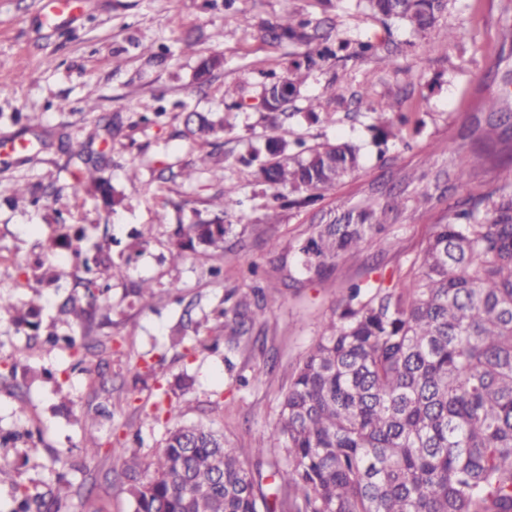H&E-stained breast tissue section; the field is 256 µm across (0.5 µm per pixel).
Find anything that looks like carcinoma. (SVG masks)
<instances>
[{
	"instance_id": "1",
	"label": "carcinoma",
	"mask_w": 512,
	"mask_h": 512,
	"mask_svg": "<svg viewBox=\"0 0 512 512\" xmlns=\"http://www.w3.org/2000/svg\"><path fill=\"white\" fill-rule=\"evenodd\" d=\"M382 20L406 23L423 36L434 28L452 0H365ZM273 38L306 47L282 76L271 75L264 89L266 120L281 129L295 116L289 111L316 60L334 56L331 34L309 20L284 17L270 27ZM219 58L200 59L201 85L209 83ZM512 95L501 96L505 102ZM499 101V102H501ZM499 102H484L486 123L470 117L467 137L474 150L494 157L506 169L496 188L470 197L435 230L396 283L384 288L360 280L341 289L333 317L297 363L283 395L268 442L282 461L269 470L250 468L224 436L201 425L170 431L153 470L141 478L136 452L125 455L123 475L133 512H512V113ZM392 106L381 107L369 125L378 146L392 135ZM223 128L201 113L189 114L178 136L205 141ZM87 137L59 135L67 162L78 163L84 178L109 209L121 195L96 177L105 155L93 149L101 131ZM264 154L257 175L273 190L305 193L303 202L322 197L360 167V150L349 142L308 146L269 136L251 159ZM38 205L39 185L18 184L16 196ZM408 198L382 204L368 198L342 220L315 224L295 248V265L322 277L336 262L358 253L365 240L384 229L387 216ZM214 217L180 230L171 252L208 251L209 273L223 276L226 237L236 233L229 221L239 201L224 188L213 203ZM75 235L47 241L46 254L73 249ZM81 275L58 307L65 329L42 332L41 309L0 294V314L10 316L41 344L73 358L79 350L109 349L97 329L112 324L106 302L112 290V256L97 250L80 260ZM264 290L234 288L224 296L215 320L224 331V362L252 343L255 324L265 318ZM0 448H11L29 462L38 451L34 432L3 434ZM55 478L14 484L7 512H69L77 496L84 512H109L87 506L81 488L64 482L66 472L87 469L85 462L58 453Z\"/></svg>"
}]
</instances>
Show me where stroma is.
Instances as JSON below:
<instances>
[{"mask_svg": "<svg viewBox=\"0 0 512 512\" xmlns=\"http://www.w3.org/2000/svg\"><path fill=\"white\" fill-rule=\"evenodd\" d=\"M43 2L0 0V141L18 137L25 116L51 133L35 163L0 169V288L40 305L44 325H51L78 253L56 259L63 272L57 288L28 280L13 259L43 254L44 240L57 232L55 215L63 213L84 231L79 252L99 245L111 251L112 356L92 372L74 369L59 352L28 349L26 333L0 318V373L18 363L57 375L13 395L0 389V428H37L42 437L40 454L29 463L13 452L0 457V503H10L13 481L52 478L54 453L68 449L88 465L87 472L70 473V480L84 484L91 501L108 512H131L120 483L104 474L121 464L123 448L138 449L142 462L150 463L174 426H212L242 449L251 466L278 460V453L258 456L252 448L275 425L292 370L332 317L340 289L368 277L389 279L424 247L435 225L447 222L449 207L501 181L502 168L476 161L467 149L449 156L448 145L460 141L479 100L500 96L512 83V45L501 40L512 27V0H455L437 29L419 38L404 23L375 18L363 0H82L77 20L52 22L41 18ZM287 13L319 23L337 40L371 41L378 52L355 57L341 51L313 66L288 125L290 138L310 145L342 139L359 146L358 173L311 205L275 209L271 190L237 158L271 133L262 106L267 74L286 73L304 52L269 34ZM450 29L458 33L452 41ZM186 38L194 41L193 50H183ZM210 54L222 56L224 65L201 88L197 62ZM228 87L237 89L242 107L225 97ZM62 101L68 110H58ZM315 101L335 108L332 121L302 119ZM385 103L407 122L401 138L381 153L368 126ZM88 111L113 127L103 146L110 161L100 172L124 198L112 210L96 203L81 171L58 149L57 133L85 139L92 123L83 119ZM189 112L223 116L218 142L225 165L206 160L208 146L179 138ZM184 167L195 168L194 177L169 183L165 198H158L160 171ZM461 167L469 172L463 185L454 177ZM407 174L420 176V189L432 196L429 205L407 202L359 256L339 261L326 279L294 281L293 247L310 224L340 215L368 193L391 199ZM17 183L53 187L57 194L38 209L24 201L8 205ZM228 185L243 201L234 218L240 235L228 241L224 275L216 281L204 253L172 262L169 241L178 228L209 218L212 197ZM252 264L260 267L269 298L270 311L254 328L263 348L239 353L228 365L213 334L204 347H171L168 335L181 319L203 320L221 306L225 291L251 287L245 271ZM144 280L162 293L179 283L182 302L162 297L142 307L130 290ZM129 357L154 366L176 408L172 417L153 419L150 391L128 372ZM102 380L121 393V401L111 402L100 390ZM100 405L111 409V418L94 416ZM90 428L100 447H85Z\"/></svg>", "mask_w": 512, "mask_h": 512, "instance_id": "obj_1", "label": "stroma"}]
</instances>
